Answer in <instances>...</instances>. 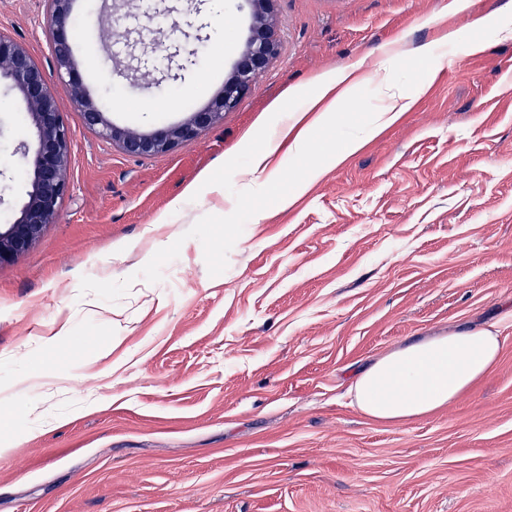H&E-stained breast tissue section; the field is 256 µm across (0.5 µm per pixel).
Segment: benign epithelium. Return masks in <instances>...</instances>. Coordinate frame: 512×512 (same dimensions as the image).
Masks as SVG:
<instances>
[{
	"label": "benign epithelium",
	"instance_id": "7a95c632",
	"mask_svg": "<svg viewBox=\"0 0 512 512\" xmlns=\"http://www.w3.org/2000/svg\"><path fill=\"white\" fill-rule=\"evenodd\" d=\"M74 0H47V23L52 33L50 49L60 85L85 126L99 137L116 143L128 156L147 158L172 151L197 138L237 108L258 76L275 59L279 48L275 0H243L250 10L244 47L234 61L224 86L210 105L188 112L173 125L149 131L118 126L107 118V107L91 96L75 64L73 53ZM7 83L23 104L32 142L23 146L19 160L28 173V184L18 209L8 224L0 225V264L29 251L46 227L57 222L62 200L70 185L72 140L59 108L57 90L47 80L26 46L0 33V82Z\"/></svg>",
	"mask_w": 512,
	"mask_h": 512
}]
</instances>
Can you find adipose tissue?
<instances>
[{
    "label": "adipose tissue",
    "instance_id": "obj_1",
    "mask_svg": "<svg viewBox=\"0 0 512 512\" xmlns=\"http://www.w3.org/2000/svg\"><path fill=\"white\" fill-rule=\"evenodd\" d=\"M366 79L360 66L324 74L307 108L288 128L294 147L306 145ZM501 350L488 328L425 336L376 358L357 373L349 392L366 416L400 422L447 407L494 368Z\"/></svg>",
    "mask_w": 512,
    "mask_h": 512
}]
</instances>
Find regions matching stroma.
I'll list each match as a JSON object with an SVG mask.
<instances>
[{
	"mask_svg": "<svg viewBox=\"0 0 512 512\" xmlns=\"http://www.w3.org/2000/svg\"><path fill=\"white\" fill-rule=\"evenodd\" d=\"M75 58L110 118L141 130L207 106L244 45L237 0H97ZM278 53L238 107L172 152L132 158L66 92L70 192L55 224L0 265V512H512V0H276ZM46 0H0V32L50 83ZM456 39L445 40L448 30ZM480 41L484 50H473ZM168 54L162 64L159 54ZM410 86L412 108L252 216L210 276L201 217L264 187L185 188L263 124L277 171L296 155L279 107L353 64ZM376 108L384 100L374 98ZM30 135L0 85V224L24 195ZM181 241L151 284L138 271ZM134 277L118 302L80 280ZM494 327L493 371L405 422L362 414L355 372L421 336Z\"/></svg>",
	"mask_w": 512,
	"mask_h": 512,
	"instance_id": "obj_1",
	"label": "stroma"
}]
</instances>
